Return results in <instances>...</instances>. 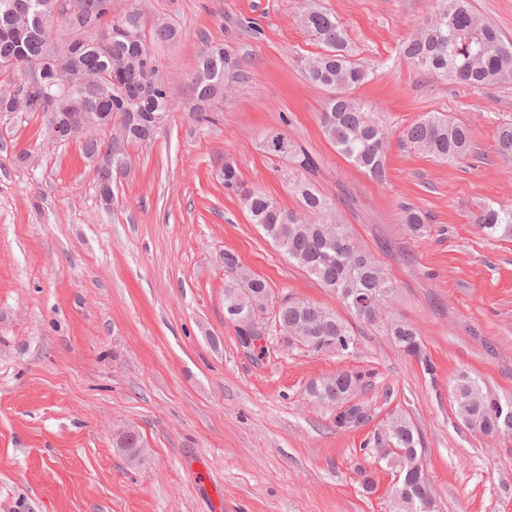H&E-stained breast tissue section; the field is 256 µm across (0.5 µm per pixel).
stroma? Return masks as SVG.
<instances>
[{"instance_id":"stroma-1","label":"stroma","mask_w":512,"mask_h":512,"mask_svg":"<svg viewBox=\"0 0 512 512\" xmlns=\"http://www.w3.org/2000/svg\"><path fill=\"white\" fill-rule=\"evenodd\" d=\"M301 2L140 0L180 32L151 45L174 108L129 148L112 202L81 141H52L41 113L0 114V512H393L388 467L362 444L395 410L421 434L441 512H512V437L469 430L448 389L465 370L512 398V237L474 222L489 202L512 207V166L494 154L512 85L473 90L406 61L402 43L435 0H317L371 72L349 95L388 131L376 181L322 133L327 93L301 64L322 47ZM208 42L234 50L247 77L201 124L186 78ZM426 112L471 129L464 160L403 142ZM271 129L317 159L314 185L392 280L389 315L417 327L434 374L289 263L225 191L229 161L246 187L298 210L288 162L262 146ZM407 206L426 215L423 232L403 223ZM228 251L266 280L270 306L300 297L336 312L355 353L285 350L275 335L267 355L245 353L224 319ZM357 367L374 373L360 395L372 418L340 432L308 385ZM130 427L144 442L134 466L115 446Z\"/></svg>"}]
</instances>
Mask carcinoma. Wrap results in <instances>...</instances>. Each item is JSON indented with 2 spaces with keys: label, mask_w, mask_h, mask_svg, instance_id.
<instances>
[{
  "label": "carcinoma",
  "mask_w": 512,
  "mask_h": 512,
  "mask_svg": "<svg viewBox=\"0 0 512 512\" xmlns=\"http://www.w3.org/2000/svg\"><path fill=\"white\" fill-rule=\"evenodd\" d=\"M63 0H0V112L6 100L26 92V76L38 73L40 94L46 105L40 111L90 112L98 130L119 122L131 144L146 142L155 133L152 115L169 112L172 103L163 84L149 86L150 77L160 65L147 45L148 21L132 5L119 16L112 15V0H83L82 13L62 28L54 24L53 15ZM28 19L26 30L15 35V18ZM301 23L315 35L323 52L305 63L307 79L329 91L323 102L320 123L326 139L355 166L374 179L387 178L385 166L386 129L372 118L368 108L346 96V92L365 83L369 70L351 59L348 35L333 13L315 6L301 13ZM110 48H101L103 42ZM404 57L417 70L444 80H452L472 89L512 84V43H505L497 28L475 15L469 0H437L436 14L424 20L407 36ZM67 68L75 76L79 102L59 96L54 83L58 69ZM246 63L222 44L208 43L190 73L187 86L198 121L211 123L209 112L224 98V79H244ZM96 74L108 77L105 91L85 90L81 79ZM407 144L439 162L453 163L466 157L472 147L470 129L439 113L427 112L403 133ZM284 142L288 162L305 172L316 164L302 148L289 142L279 131L266 133L265 152L270 142ZM111 141L97 138L84 144L89 156H107ZM495 152L506 164L512 163V123L502 124L496 134ZM125 160L99 167L101 195L112 199L116 174L124 170ZM224 190L239 197L265 236L275 244L288 241V260L313 276L359 320L383 323V312L395 286L384 268L355 239L348 225L334 218L333 201L302 178L293 179L290 190L301 203V212L283 208L273 197L259 189L246 188L231 163L224 164ZM403 223L419 232L427 216L406 207ZM476 224L488 236H512V207H495L488 203L476 218ZM224 315L237 319L249 313L257 294L267 297L270 288L265 280L247 272L237 256L224 253ZM374 293L379 300L378 312H364L357 306L360 296ZM276 318L282 332L298 327L306 330V345L320 354L348 356L356 350V338L348 326L332 311L306 298L289 297L277 306ZM386 331L395 346L406 356L416 358L425 371L434 374L435 365L427 354L415 327L403 320L386 323ZM372 372L342 370L332 377L311 382L308 391L329 406H336L353 387L369 385ZM450 389L455 414L472 431L488 436L497 428H512V417L501 406L512 399H501L486 391L468 372L457 373ZM370 420L358 409L336 410V429L351 431ZM393 447L411 453L421 446L420 434L403 415L392 416L384 424Z\"/></svg>",
  "instance_id": "carcinoma-1"
}]
</instances>
